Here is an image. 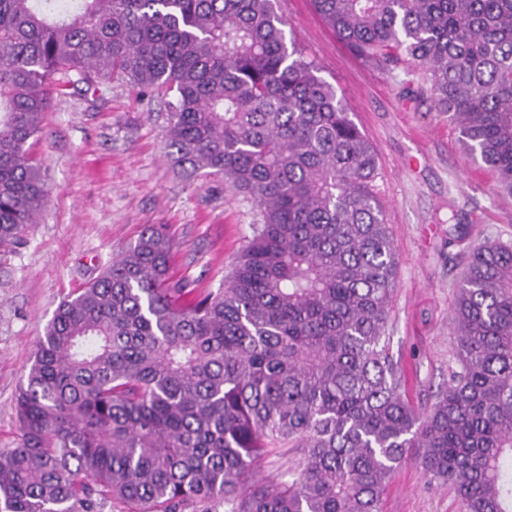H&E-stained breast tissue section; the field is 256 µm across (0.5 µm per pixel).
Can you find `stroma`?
I'll list each match as a JSON object with an SVG mask.
<instances>
[{
  "label": "stroma",
  "mask_w": 512,
  "mask_h": 512,
  "mask_svg": "<svg viewBox=\"0 0 512 512\" xmlns=\"http://www.w3.org/2000/svg\"><path fill=\"white\" fill-rule=\"evenodd\" d=\"M289 38L343 96L378 156L373 190L392 235L397 281L389 326L413 404L426 409L448 382L451 310L461 259L448 227L472 240L512 242V198L461 148L448 117L404 89L423 81L411 60L384 69L356 56L310 0H276ZM168 98L141 95L126 80L102 81L94 96L55 98L30 153L50 189L26 245L0 253V449L19 436L15 397L58 304L96 278L145 225L174 243L172 275L216 288L259 220L246 196L216 176H186L165 150ZM382 512H462L448 486L415 465L391 477Z\"/></svg>",
  "instance_id": "obj_1"
}]
</instances>
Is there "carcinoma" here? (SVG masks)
I'll return each instance as SVG.
<instances>
[{
  "label": "carcinoma",
  "mask_w": 512,
  "mask_h": 512,
  "mask_svg": "<svg viewBox=\"0 0 512 512\" xmlns=\"http://www.w3.org/2000/svg\"><path fill=\"white\" fill-rule=\"evenodd\" d=\"M358 56L422 68L461 147L512 197V0H312ZM274 0H0V249L45 204L29 153L54 96L163 89L165 147L259 223L222 285L171 276L147 226L45 327L0 450V512H381L414 463L464 512H512V243L462 249L448 386L419 413L387 336L396 278L378 160ZM291 449L295 477L255 464Z\"/></svg>",
  "instance_id": "cac0c4a2"
}]
</instances>
